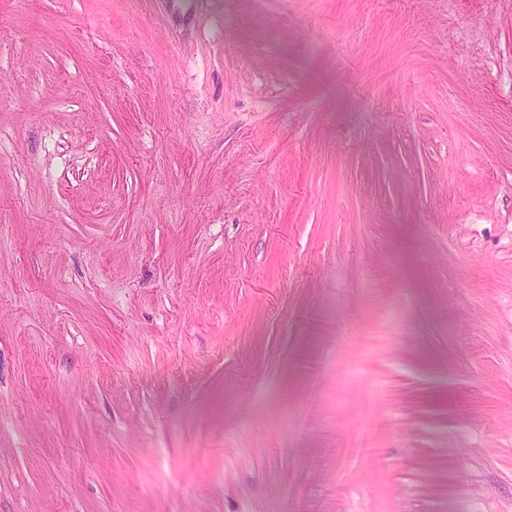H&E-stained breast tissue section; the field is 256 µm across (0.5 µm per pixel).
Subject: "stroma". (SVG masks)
Here are the masks:
<instances>
[{"label":"stroma","mask_w":512,"mask_h":512,"mask_svg":"<svg viewBox=\"0 0 512 512\" xmlns=\"http://www.w3.org/2000/svg\"><path fill=\"white\" fill-rule=\"evenodd\" d=\"M0 512H512V0H0Z\"/></svg>","instance_id":"obj_1"}]
</instances>
